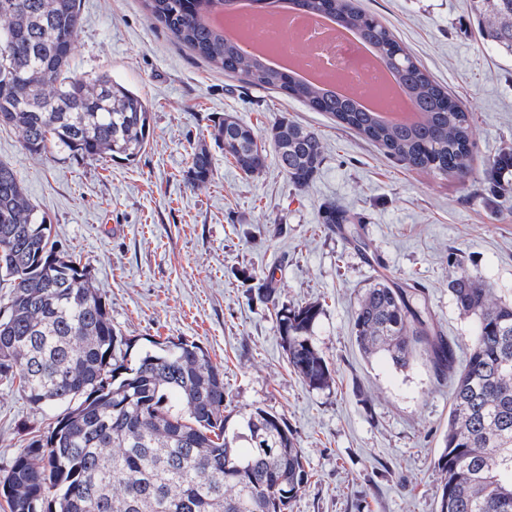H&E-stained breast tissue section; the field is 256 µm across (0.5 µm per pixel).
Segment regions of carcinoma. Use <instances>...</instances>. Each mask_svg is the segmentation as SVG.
Wrapping results in <instances>:
<instances>
[{
  "mask_svg": "<svg viewBox=\"0 0 512 512\" xmlns=\"http://www.w3.org/2000/svg\"><path fill=\"white\" fill-rule=\"evenodd\" d=\"M237 0H144L149 18L177 43L240 81L306 103L382 146L409 169L465 180L471 175L470 112L431 79L410 51L353 0H292L313 15L357 29L417 107L412 122L389 123L350 99L269 67L204 21ZM483 44L512 57V0H469ZM82 24L79 0H0V127L24 133L31 153L67 151L90 161L145 150L150 111L107 72L70 73ZM213 137L246 174L266 153L257 132L227 115ZM277 163L298 190L312 183L325 147L314 131L283 116L267 131ZM192 185L213 175L206 148L192 154ZM0 281L10 292L0 314V381L18 385L37 410L53 409L46 432L0 471L9 512H288L308 482L286 421L256 408L239 417L224 406V369L198 344L178 341L128 363L132 339L112 326L88 266L57 249L14 171L0 164ZM448 287L476 321L456 368L459 345L437 331L415 293L377 279L355 311L358 347L404 367L416 350L448 378L453 406L443 450L437 512H512V303L460 272ZM321 308H281L276 320L288 363L302 382L333 380L311 332Z\"/></svg>",
  "mask_w": 512,
  "mask_h": 512,
  "instance_id": "cac0c4a2",
  "label": "carcinoma"
}]
</instances>
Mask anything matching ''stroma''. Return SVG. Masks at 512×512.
Masks as SVG:
<instances>
[{"label":"stroma","mask_w":512,"mask_h":512,"mask_svg":"<svg viewBox=\"0 0 512 512\" xmlns=\"http://www.w3.org/2000/svg\"><path fill=\"white\" fill-rule=\"evenodd\" d=\"M460 99L471 114L468 180L405 168L330 116L273 89L210 67L150 21L142 0H81L71 70L108 72L140 92L151 137L135 160L32 154L16 128L0 129V163L12 168L60 249L86 264L113 326L132 338L129 360L153 343L187 340L224 368L225 404L281 415L309 479L289 512H436L434 462L452 404L424 355L398 368L365 358L353 331L362 288L383 277L422 295L444 336L475 328L448 276L466 271L512 301V174L488 164L512 149V59L484 47L466 0H356ZM227 114L258 135L281 117L317 132L324 163L296 190L268 156L245 175L215 147L211 118ZM209 148L213 176L187 170ZM350 216L365 244L328 229L324 208ZM272 275L274 303L258 293ZM317 302L312 331L334 381L313 390L289 366L276 307ZM47 415L0 382V467L42 433Z\"/></svg>","instance_id":"1"}]
</instances>
